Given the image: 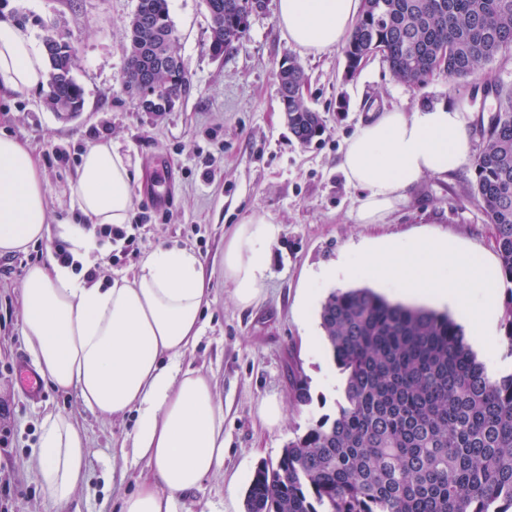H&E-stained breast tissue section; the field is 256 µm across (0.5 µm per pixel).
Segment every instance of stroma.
<instances>
[{
  "label": "stroma",
  "instance_id": "obj_1",
  "mask_svg": "<svg viewBox=\"0 0 512 512\" xmlns=\"http://www.w3.org/2000/svg\"><path fill=\"white\" fill-rule=\"evenodd\" d=\"M137 0H0V15L23 13L36 37L54 22L75 45L74 75L84 91V108L73 117L43 104L40 89L0 95V130L28 142L46 177L53 223L75 221L71 180L90 143L111 140L130 155L147 178L133 187L130 221L138 252H106L99 279L132 275L142 254L163 245H188L212 270V295L196 349L184 363L213 377L224 406V472L180 497L176 512H245V492L256 467L277 462L282 449L314 419L336 411L338 371L329 357L318 309L309 324L297 316L311 271L336 262L355 248L407 236L445 237L500 268L492 225L471 188L472 162L456 172L425 177L409 201L384 224L351 218L357 192L338 169L348 140L370 113L411 112L445 101L467 103L474 116L490 115L494 96L487 82L512 86V50L456 87L445 73L421 85L397 80L382 57L355 76L345 74L341 50L306 53L279 24L277 0H266L251 17L240 47L213 57L210 19L203 0H169L188 74V94L171 112L139 111L121 90L125 61L124 24ZM296 59L309 77L304 96L326 130L310 145L290 134L279 105L277 72ZM263 215L282 232L271 249V267L256 304L241 308L224 281V244L237 224ZM57 238L0 257V489L10 488L7 512H45V497L27 459L38 445L45 414L68 415L88 439L85 483L69 512H114L118 497L131 491L146 464L112 466V452L130 440L134 414L108 420L92 413L73 392L43 386L27 392L21 371L35 365L19 334V284L27 266L44 259ZM301 369L313 402L295 405L290 368ZM278 401L284 418L267 428L259 407Z\"/></svg>",
  "mask_w": 512,
  "mask_h": 512
}]
</instances>
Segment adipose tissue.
I'll list each match as a JSON object with an SVG mask.
<instances>
[{
  "label": "adipose tissue",
  "mask_w": 512,
  "mask_h": 512,
  "mask_svg": "<svg viewBox=\"0 0 512 512\" xmlns=\"http://www.w3.org/2000/svg\"><path fill=\"white\" fill-rule=\"evenodd\" d=\"M362 0H278L289 40L318 55L344 45ZM46 57L34 34L0 19V92L44 87ZM471 150L466 104L441 102L412 112L385 111L360 124L338 168L360 194L358 224H383L429 175L460 168ZM137 172L111 141L89 144L75 171L71 207L77 222L51 227L43 172L32 147L0 131V257L58 234L73 264L56 258L29 266L20 286V334L42 379L72 391L91 412L135 413L133 459L147 472L122 495L119 512H176L179 497L224 469V407L215 387L183 357L198 342L213 274L187 247L160 246L129 277L88 281L103 249L99 225L128 223ZM280 224L263 216L237 225L224 245V280L241 307L254 304L270 271ZM352 280L387 295L429 301L471 322L497 313L496 274L481 256L444 238L386 239L352 252L310 278L303 305L324 287ZM88 442L66 415H47L28 461L54 512H64L85 480Z\"/></svg>",
  "instance_id": "obj_1"
}]
</instances>
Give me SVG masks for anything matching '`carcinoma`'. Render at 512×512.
I'll return each mask as SVG.
<instances>
[{
	"label": "carcinoma",
	"mask_w": 512,
	"mask_h": 512,
	"mask_svg": "<svg viewBox=\"0 0 512 512\" xmlns=\"http://www.w3.org/2000/svg\"><path fill=\"white\" fill-rule=\"evenodd\" d=\"M210 49L220 57L242 43L265 0H206ZM122 91L157 101L189 90L169 0H137L125 24ZM448 48V57L440 56ZM512 49V0H364L343 54L354 76L376 55L394 77L419 84L442 71L465 80ZM43 103L52 112L84 105L83 89L56 73L77 58L47 57ZM288 128L302 145L323 119L293 87L307 82L288 60L279 75ZM497 108L476 129L472 192L512 285V87L492 84ZM320 325L343 375L335 416L323 415L288 442L274 465L258 467L247 512H512V372L493 374L451 316L393 302L369 287L337 289L321 304ZM298 405L312 402L306 380L289 376Z\"/></svg>",
	"instance_id": "1"
}]
</instances>
